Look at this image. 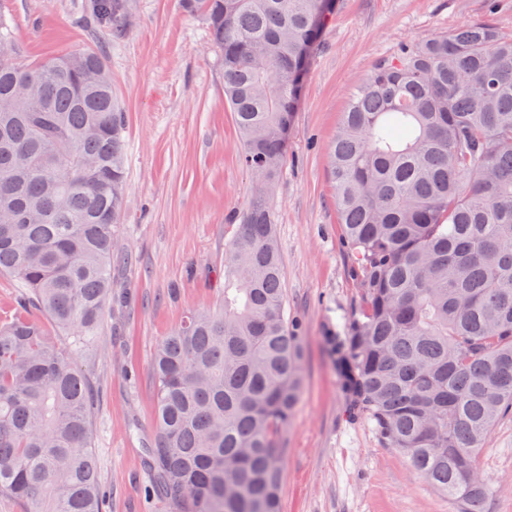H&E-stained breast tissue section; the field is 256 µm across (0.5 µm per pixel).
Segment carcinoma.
<instances>
[{"label": "carcinoma", "mask_w": 512, "mask_h": 512, "mask_svg": "<svg viewBox=\"0 0 512 512\" xmlns=\"http://www.w3.org/2000/svg\"><path fill=\"white\" fill-rule=\"evenodd\" d=\"M335 0H183L219 54L255 191L224 246V298L154 361L144 464L173 512H279L277 435L298 405L269 195ZM118 41L127 0H94ZM0 494L104 512L91 390L77 365L112 293L125 115L96 50L18 58L0 22ZM365 309L328 341L349 415L371 419L455 512H485L479 457L512 411V35L488 19L403 45L357 86L329 146ZM46 316L71 338L53 345ZM20 284L14 278L0 275V315H9L20 292Z\"/></svg>", "instance_id": "obj_1"}]
</instances>
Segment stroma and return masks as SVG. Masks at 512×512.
Masks as SVG:
<instances>
[{
	"mask_svg": "<svg viewBox=\"0 0 512 512\" xmlns=\"http://www.w3.org/2000/svg\"><path fill=\"white\" fill-rule=\"evenodd\" d=\"M130 31L112 41L85 17L92 0H0L25 60L96 48L126 113L127 188L112 279L128 301L106 309L78 360L98 392L94 454L107 512H170L149 494L144 450L155 435L151 363L163 336L224 296V245L253 179L224 103L219 56L182 0H128ZM488 18L512 34V0H336L310 55L288 154L270 203L289 322L302 338L301 396L280 435V512H453L373 424L348 418L327 342L363 307L328 176L334 139L358 84L404 44ZM487 512H512V414L480 455Z\"/></svg>",
	"mask_w": 512,
	"mask_h": 512,
	"instance_id": "stroma-1",
	"label": "stroma"
}]
</instances>
